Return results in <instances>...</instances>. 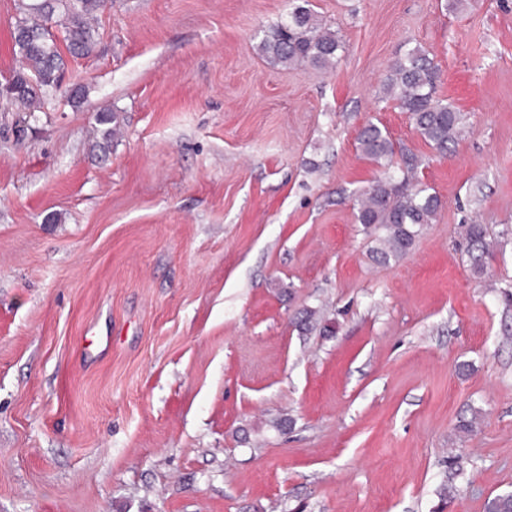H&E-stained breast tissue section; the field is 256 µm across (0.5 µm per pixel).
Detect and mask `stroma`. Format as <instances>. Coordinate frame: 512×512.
<instances>
[{"label":"stroma","mask_w":512,"mask_h":512,"mask_svg":"<svg viewBox=\"0 0 512 512\" xmlns=\"http://www.w3.org/2000/svg\"><path fill=\"white\" fill-rule=\"evenodd\" d=\"M311 3L345 46L330 70L260 52L288 0H112L25 134L0 103V512H484L512 490V0ZM415 46L466 115L447 157L381 99ZM370 122L441 200L386 265L350 201L381 175ZM310 308L333 333L298 330ZM97 121L100 125L112 124V126H109L101 131L102 143L99 145V148L102 154L106 156L109 153V144L117 134L119 122L116 114L108 109L98 111ZM462 236L467 244V253L471 272L476 279H482L490 274V261L496 251L495 243L488 239L483 224L472 223L461 226Z\"/></svg>","instance_id":"obj_1"}]
</instances>
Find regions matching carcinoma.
<instances>
[{"label":"carcinoma","mask_w":512,"mask_h":512,"mask_svg":"<svg viewBox=\"0 0 512 512\" xmlns=\"http://www.w3.org/2000/svg\"><path fill=\"white\" fill-rule=\"evenodd\" d=\"M107 0H19V17L12 41L19 66L7 80L8 90L0 99L16 106L25 117L37 121L45 100L61 87L65 67L63 52L87 58L95 52L91 20ZM259 50L272 63L307 64L324 68L340 60L341 39L331 26L318 18L310 0H288V13L268 28ZM440 73L437 65L419 47L398 56L390 64L382 84V99L409 114L418 135L441 153L450 150L465 131L464 116L437 96ZM102 154L116 136L119 122L114 112L98 111ZM363 154L384 167V177L352 195L357 223L380 231L371 248L372 259L387 264L407 256L422 228L433 222L441 201L433 188L415 178L421 160L410 149L396 146L375 123L359 135ZM471 272L477 279L490 274L496 251L484 225H462ZM480 422L477 411L461 416L455 430L470 435Z\"/></svg>","instance_id":"carcinoma-1"}]
</instances>
